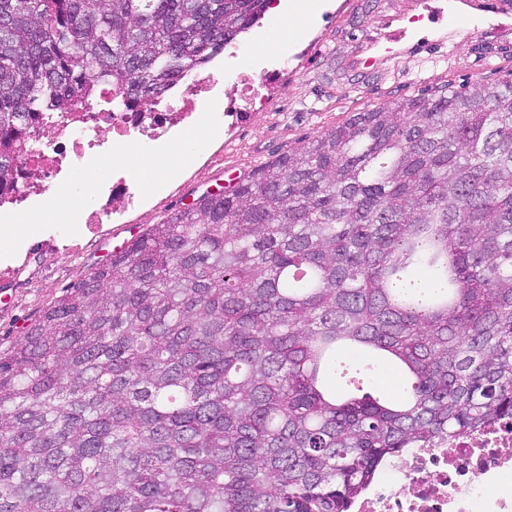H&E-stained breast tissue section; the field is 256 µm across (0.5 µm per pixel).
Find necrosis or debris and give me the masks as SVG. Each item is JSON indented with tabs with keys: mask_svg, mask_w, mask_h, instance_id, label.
Wrapping results in <instances>:
<instances>
[{
	"mask_svg": "<svg viewBox=\"0 0 512 512\" xmlns=\"http://www.w3.org/2000/svg\"><path fill=\"white\" fill-rule=\"evenodd\" d=\"M270 75L267 69L228 71L239 93L221 104L219 118L261 111ZM218 81L213 74L196 76L177 96H162L137 111L126 109L108 85H99L94 100L56 115L51 140L40 142L19 163L9 200L15 214L32 221L31 197L47 195L52 180L75 177L92 161L105 189L85 207L83 222L89 230L111 223L137 201L127 178H113V164L132 155L133 142L170 144L195 135ZM34 173L45 176L44 185L31 184ZM353 512H512V416L408 449L355 501Z\"/></svg>",
	"mask_w": 512,
	"mask_h": 512,
	"instance_id": "obj_1",
	"label": "necrosis or debris"
}]
</instances>
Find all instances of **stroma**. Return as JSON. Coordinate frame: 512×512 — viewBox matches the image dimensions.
Returning <instances> with one entry per match:
<instances>
[{
	"label": "stroma",
	"instance_id": "1",
	"mask_svg": "<svg viewBox=\"0 0 512 512\" xmlns=\"http://www.w3.org/2000/svg\"><path fill=\"white\" fill-rule=\"evenodd\" d=\"M310 7L300 37L269 51L272 15L241 36L263 46L237 61L258 68L262 59L289 58L265 87L263 111L232 127L210 122L200 152L186 159L175 147L142 144L134 152L147 165L167 162L173 177L138 205L95 231L76 227L79 206L63 217L34 200L42 216L20 224L0 247V344L9 345L71 284L106 262L116 246L168 220L203 193L223 189L230 175H243L287 155L316 135L365 112L407 96L437 95L474 82L512 78V0H304ZM372 366L363 374L362 366ZM329 383L337 395L356 388L385 401L398 400L407 381L402 368L364 353L346 357Z\"/></svg>",
	"mask_w": 512,
	"mask_h": 512
}]
</instances>
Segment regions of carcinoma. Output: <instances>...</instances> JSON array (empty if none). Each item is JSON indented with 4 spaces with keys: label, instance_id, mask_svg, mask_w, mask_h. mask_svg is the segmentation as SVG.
<instances>
[{
    "label": "carcinoma",
    "instance_id": "1",
    "mask_svg": "<svg viewBox=\"0 0 512 512\" xmlns=\"http://www.w3.org/2000/svg\"><path fill=\"white\" fill-rule=\"evenodd\" d=\"M271 0H0V191L100 83L132 109ZM401 363L338 399L326 354ZM512 414V79L355 114L155 224L0 350V512H349Z\"/></svg>",
    "mask_w": 512,
    "mask_h": 512
}]
</instances>
